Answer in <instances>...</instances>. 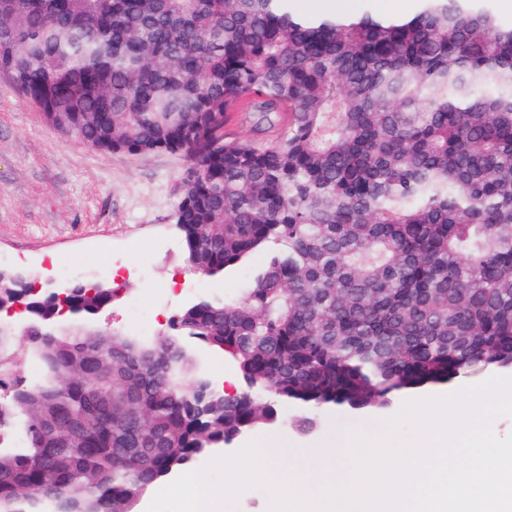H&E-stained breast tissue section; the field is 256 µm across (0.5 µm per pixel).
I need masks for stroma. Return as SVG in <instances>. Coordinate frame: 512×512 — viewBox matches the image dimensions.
I'll use <instances>...</instances> for the list:
<instances>
[{"mask_svg":"<svg viewBox=\"0 0 512 512\" xmlns=\"http://www.w3.org/2000/svg\"><path fill=\"white\" fill-rule=\"evenodd\" d=\"M190 162L185 155H129L96 151L49 126L40 109L0 73V265L26 272L33 282H60L61 269H77L78 281H109L108 266L124 271L112 303L96 327L150 338L197 296L237 300L259 267L222 281L187 269L176 211ZM404 405L363 414L329 411L316 427L282 422L253 432L289 443L315 441L329 430H380Z\"/></svg>","mask_w":512,"mask_h":512,"instance_id":"35a3bbf8","label":"stroma"}]
</instances>
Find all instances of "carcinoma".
Returning <instances> with one entry per match:
<instances>
[{
    "instance_id": "obj_1",
    "label": "carcinoma",
    "mask_w": 512,
    "mask_h": 512,
    "mask_svg": "<svg viewBox=\"0 0 512 512\" xmlns=\"http://www.w3.org/2000/svg\"><path fill=\"white\" fill-rule=\"evenodd\" d=\"M305 17L292 0H0V72L95 150L185 154L201 299L156 340L93 326L115 289L60 299L0 275V512H132L150 487L292 407L384 409L512 368V25L492 0ZM235 112L274 142L226 140ZM231 362L229 395L185 345Z\"/></svg>"
}]
</instances>
